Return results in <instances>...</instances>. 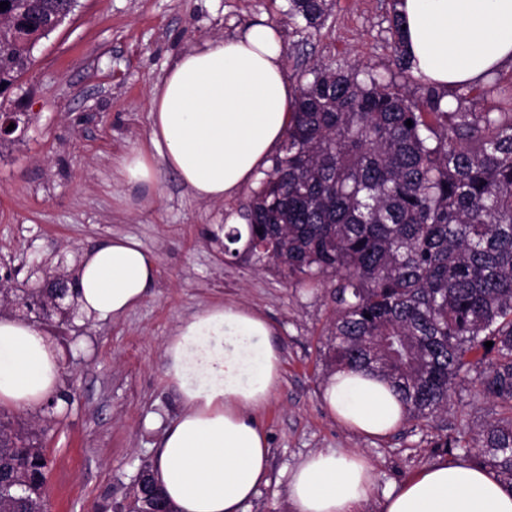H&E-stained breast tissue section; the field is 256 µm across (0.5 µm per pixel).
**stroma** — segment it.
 Wrapping results in <instances>:
<instances>
[{
    "mask_svg": "<svg viewBox=\"0 0 512 512\" xmlns=\"http://www.w3.org/2000/svg\"><path fill=\"white\" fill-rule=\"evenodd\" d=\"M281 31L294 85L322 66L371 68L403 80L390 33L392 0H332L317 35L288 19V0H78L73 14L33 52L23 77L0 92L1 112L28 122L0 147V274L27 290L75 273L81 254L129 236L157 265L150 297L116 322L74 314L42 319L61 358L62 409L0 406V421L32 435L52 460L49 512H122L142 462L154 461L162 430L180 405L163 370V347L179 320L236 301L270 322L282 382L260 415L271 448V481L245 512H290L286 471L316 450L356 451L375 468L362 512H379L392 485L448 458L457 429L493 422L497 402L466 386L433 425L404 423L388 437L358 435L333 420L320 399L330 370L324 331L327 289L295 286L276 269L228 261L212 239L239 216L251 191L221 204L197 200L178 175L158 167L150 208L123 197L112 162L149 143V100L174 57L227 36L258 16Z\"/></svg>",
    "mask_w": 512,
    "mask_h": 512,
    "instance_id": "stroma-1",
    "label": "stroma"
}]
</instances>
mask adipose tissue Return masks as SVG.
<instances>
[{
	"label": "adipose tissue",
	"instance_id": "1",
	"mask_svg": "<svg viewBox=\"0 0 512 512\" xmlns=\"http://www.w3.org/2000/svg\"><path fill=\"white\" fill-rule=\"evenodd\" d=\"M415 75L445 90L483 83L512 66V0H399ZM285 44L260 17L237 34L180 53L149 101L150 147L114 161L128 200L159 195L160 156L200 201L217 203L251 184L279 150L295 96ZM79 314L123 318L150 295L154 258L128 236L86 250L79 261ZM258 311L238 302L206 306L164 343V375L180 404L163 428L154 472L176 512H243L270 481V449L257 415L281 382V354ZM60 356L40 326L0 317V405L30 408L58 394ZM329 414L349 430L384 438L405 420L377 376L340 370L322 385ZM374 467L353 451H315L290 470L291 512H361ZM381 512H512V488L469 461H439L394 485Z\"/></svg>",
	"mask_w": 512,
	"mask_h": 512
}]
</instances>
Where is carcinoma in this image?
I'll return each instance as SVG.
<instances>
[{
    "label": "carcinoma",
    "mask_w": 512,
    "mask_h": 512,
    "mask_svg": "<svg viewBox=\"0 0 512 512\" xmlns=\"http://www.w3.org/2000/svg\"><path fill=\"white\" fill-rule=\"evenodd\" d=\"M7 2L19 25L0 32V91L67 5ZM327 12L328 0H288V19L311 34ZM391 23L414 88L371 71L312 70L245 206L243 249L224 254L330 287L332 364L388 382L407 420L429 421L462 385L498 401L503 416L443 446L512 486V108L469 112L461 94L448 108L447 93L411 73L395 8ZM1 440L0 512H35L50 460L0 425Z\"/></svg>",
    "instance_id": "1"
}]
</instances>
